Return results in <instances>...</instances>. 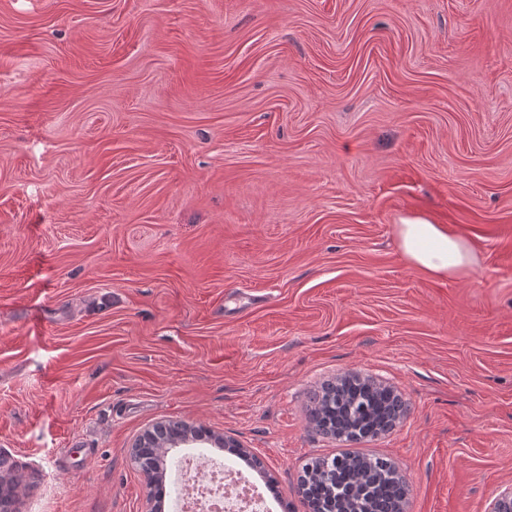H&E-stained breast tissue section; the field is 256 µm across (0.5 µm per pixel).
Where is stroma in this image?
<instances>
[{"label": "stroma", "mask_w": 512, "mask_h": 512, "mask_svg": "<svg viewBox=\"0 0 512 512\" xmlns=\"http://www.w3.org/2000/svg\"><path fill=\"white\" fill-rule=\"evenodd\" d=\"M464 238L406 263L402 218ZM406 413L345 442L315 395ZM311 512L384 458L404 512L512 486V0H0V455L13 512H150L155 424ZM401 254L407 263L438 278L467 275L475 257L467 243L448 235L439 224L420 218H403L396 224ZM333 386L314 408L319 430L337 438L357 441L376 437L394 424L389 412L399 402L389 389L358 379ZM327 392V393H328ZM180 431L170 437L168 440L163 442L164 447H180V446H192L204 443L207 439L205 434L201 433L199 429L193 425L192 423L180 421L179 422ZM171 448H163L164 452V464L165 468L160 474L155 475L154 472L151 471H143V476L145 477L148 485L155 484V482L159 479V477L164 475L167 465V456L170 452ZM304 478L316 503L313 512H350L349 507L382 501L401 508L408 492L405 478L389 461L355 452L307 464ZM338 491L342 493L336 497Z\"/></svg>", "instance_id": "stroma-1"}]
</instances>
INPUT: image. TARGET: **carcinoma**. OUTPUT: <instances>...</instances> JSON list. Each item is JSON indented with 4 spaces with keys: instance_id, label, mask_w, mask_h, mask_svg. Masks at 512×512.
Here are the masks:
<instances>
[{
    "instance_id": "cac0c4a2",
    "label": "carcinoma",
    "mask_w": 512,
    "mask_h": 512,
    "mask_svg": "<svg viewBox=\"0 0 512 512\" xmlns=\"http://www.w3.org/2000/svg\"><path fill=\"white\" fill-rule=\"evenodd\" d=\"M396 402L385 387L349 380L314 408L317 427L349 441L376 437L393 426L389 407ZM304 478L315 512H349L382 501L399 508L408 492L405 478L389 461L355 452L306 465Z\"/></svg>"
}]
</instances>
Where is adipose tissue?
Returning <instances> with one entry per match:
<instances>
[{"label":"adipose tissue","mask_w":512,"mask_h":512,"mask_svg":"<svg viewBox=\"0 0 512 512\" xmlns=\"http://www.w3.org/2000/svg\"><path fill=\"white\" fill-rule=\"evenodd\" d=\"M396 236L407 263L435 277L467 275L475 263L471 249L462 238L448 235L441 225L426 219H402L396 227Z\"/></svg>","instance_id":"1"}]
</instances>
